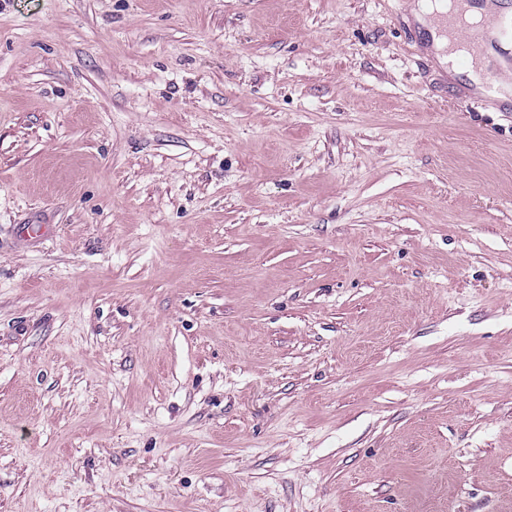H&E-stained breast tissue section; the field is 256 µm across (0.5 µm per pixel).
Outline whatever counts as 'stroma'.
Here are the masks:
<instances>
[{"instance_id": "stroma-1", "label": "stroma", "mask_w": 512, "mask_h": 512, "mask_svg": "<svg viewBox=\"0 0 512 512\" xmlns=\"http://www.w3.org/2000/svg\"><path fill=\"white\" fill-rule=\"evenodd\" d=\"M412 0H0V512H512V100Z\"/></svg>"}]
</instances>
